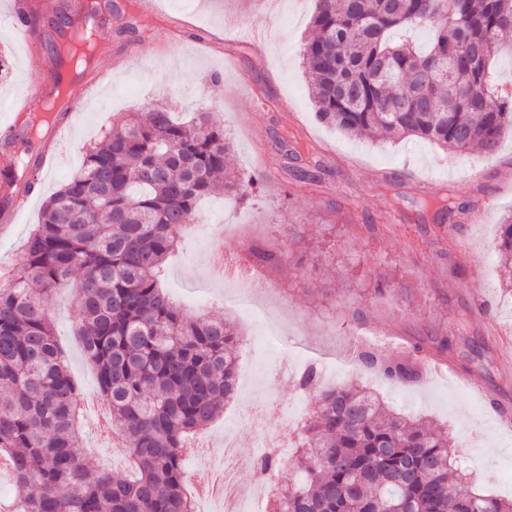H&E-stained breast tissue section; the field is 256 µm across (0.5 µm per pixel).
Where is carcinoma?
<instances>
[{
    "instance_id": "carcinoma-1",
    "label": "carcinoma",
    "mask_w": 512,
    "mask_h": 512,
    "mask_svg": "<svg viewBox=\"0 0 512 512\" xmlns=\"http://www.w3.org/2000/svg\"><path fill=\"white\" fill-rule=\"evenodd\" d=\"M430 31L419 48L393 35ZM512 32V0H316L301 48L320 120L358 137H416L446 152L490 157L512 130V94L493 62ZM232 146L209 113L182 121L164 106L130 112L44 203L23 243V262L0 283V459L12 496L0 512H194L184 488L187 440L237 393L240 337L224 319L185 313L159 275L195 217L197 200L224 182H250L232 168ZM18 156L0 169V205L28 175ZM448 215L453 234L466 208L446 198L419 203ZM498 247L512 253V219ZM78 293L83 355L112 408L133 473H90L77 451L81 397L54 332L46 298ZM413 349L362 362L400 383L421 377ZM313 393L295 432L296 476L270 512H512V500L475 492L448 440L385 410L365 389L320 386L318 368L298 379ZM274 453L257 460L276 474Z\"/></svg>"
}]
</instances>
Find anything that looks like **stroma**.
I'll return each instance as SVG.
<instances>
[{
  "label": "stroma",
  "mask_w": 512,
  "mask_h": 512,
  "mask_svg": "<svg viewBox=\"0 0 512 512\" xmlns=\"http://www.w3.org/2000/svg\"><path fill=\"white\" fill-rule=\"evenodd\" d=\"M15 2L0 0V53L11 65L10 77L0 83V123L11 120L12 101L29 76L47 78L53 71L43 44L30 50L15 37ZM314 10L315 0H160L155 13L139 18V41L113 37L112 79L72 117L66 153L54 174L13 234L0 237V268L21 262L22 243L44 201L82 163L84 147L100 141L103 129L157 103L184 116L209 111L253 189L243 199L220 189L201 199L161 283L184 311L235 324L242 336L238 374L256 388L239 392L234 407L194 436L192 451L183 456L185 486L202 477L230 426L243 463L237 491L244 499L255 497L254 433L243 414L262 404L274 433L294 400L313 405V395H300L284 371L311 356L344 364L337 384L364 387L389 410L446 431L451 457L469 455L479 463L470 478L474 489L512 499V430L499 428L469 388L478 383L512 409V368L498 360L499 338L512 332V293L497 247L499 226L512 217V181L503 178L512 170V132L502 135L494 156L456 157L418 138L358 139L321 121L300 56ZM312 158L321 177L294 180L292 168ZM450 191L469 208L454 237L430 219L406 223L418 201ZM321 240L328 244L325 259L307 270L299 260ZM255 247L281 258L252 287L257 307L278 335L260 378L255 372L263 345L257 331L215 298L206 270L211 252L247 255ZM386 279L392 294L372 297V288ZM481 290L488 306L475 300ZM48 308L72 378L80 390L96 388V371L73 333L75 294L56 292ZM373 333L426 346L434 337H449L452 348L442 364L458 372L460 381L430 374L412 384L386 379L358 359L372 345ZM80 425L90 467L129 470L126 452L99 440L89 410H82Z\"/></svg>",
  "instance_id": "stroma-1"
}]
</instances>
